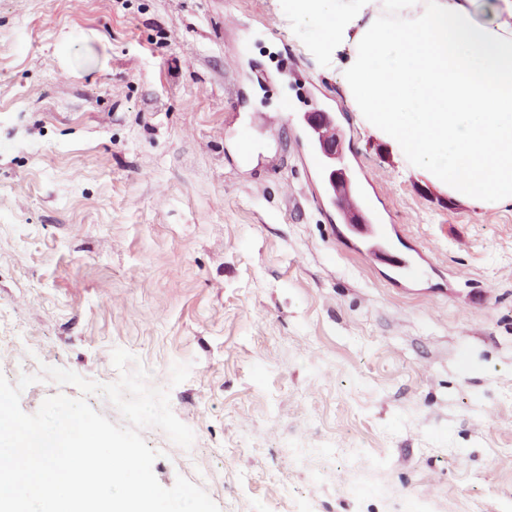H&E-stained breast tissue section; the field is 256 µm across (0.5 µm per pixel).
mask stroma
I'll use <instances>...</instances> for the list:
<instances>
[{"label":"stroma","mask_w":512,"mask_h":512,"mask_svg":"<svg viewBox=\"0 0 512 512\" xmlns=\"http://www.w3.org/2000/svg\"><path fill=\"white\" fill-rule=\"evenodd\" d=\"M288 2L0 0V374L113 383L130 351L195 435L142 429L157 480L220 512H505L512 206L449 195L371 133L348 50L323 58ZM310 81L419 285L323 206L297 145Z\"/></svg>","instance_id":"1"}]
</instances>
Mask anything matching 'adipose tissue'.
I'll return each mask as SVG.
<instances>
[{
  "label": "adipose tissue",
  "mask_w": 512,
  "mask_h": 512,
  "mask_svg": "<svg viewBox=\"0 0 512 512\" xmlns=\"http://www.w3.org/2000/svg\"><path fill=\"white\" fill-rule=\"evenodd\" d=\"M378 17L291 0L321 32L320 48L352 45L351 101L373 129L449 194L512 205V0H375Z\"/></svg>",
  "instance_id": "1"
}]
</instances>
